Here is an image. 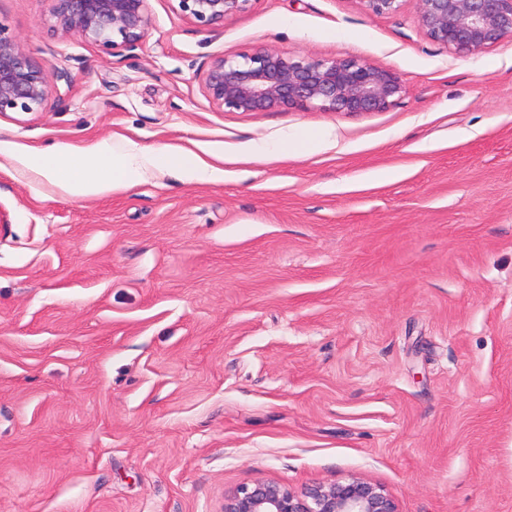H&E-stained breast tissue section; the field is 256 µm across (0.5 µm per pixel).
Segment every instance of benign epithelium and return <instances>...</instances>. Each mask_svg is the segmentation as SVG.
Instances as JSON below:
<instances>
[{
  "mask_svg": "<svg viewBox=\"0 0 512 512\" xmlns=\"http://www.w3.org/2000/svg\"><path fill=\"white\" fill-rule=\"evenodd\" d=\"M53 32L79 36L105 52L133 49L150 24L148 0H49ZM175 10L201 28L246 11L253 0H174ZM374 16H394L407 0H358ZM427 37L458 57L478 55L512 40V0H415ZM218 109L267 112L315 104L324 112H378L406 95L399 74L352 57L312 58L260 49L240 58L220 57L204 75ZM51 67L38 61L0 26V115L51 109ZM224 512H398L379 486L351 477L302 494L257 481L240 488Z\"/></svg>",
  "mask_w": 512,
  "mask_h": 512,
  "instance_id": "7a95c632",
  "label": "benign epithelium"
}]
</instances>
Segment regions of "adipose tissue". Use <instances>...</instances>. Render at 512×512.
I'll use <instances>...</instances> for the list:
<instances>
[{
    "label": "adipose tissue",
    "instance_id": "1",
    "mask_svg": "<svg viewBox=\"0 0 512 512\" xmlns=\"http://www.w3.org/2000/svg\"><path fill=\"white\" fill-rule=\"evenodd\" d=\"M0 155L78 198L130 189L142 180L148 168L210 183L224 180L221 164L193 151L178 146L145 150L127 139L105 138L84 148L61 144L42 149L0 138Z\"/></svg>",
    "mask_w": 512,
    "mask_h": 512
}]
</instances>
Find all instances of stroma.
<instances>
[{
	"label": "stroma",
	"instance_id": "1",
	"mask_svg": "<svg viewBox=\"0 0 512 512\" xmlns=\"http://www.w3.org/2000/svg\"><path fill=\"white\" fill-rule=\"evenodd\" d=\"M0 26L50 65L46 148L115 134L223 154L76 198L0 156V512H224L257 481L368 480L399 512H512V40L459 58L413 0H254L203 30L148 0L133 50ZM258 48L396 70L385 110L218 109L203 75ZM316 132L312 152L249 142ZM389 176L374 179V172ZM362 10L374 16H394L400 13L407 0H358Z\"/></svg>",
	"mask_w": 512,
	"mask_h": 512
}]
</instances>
